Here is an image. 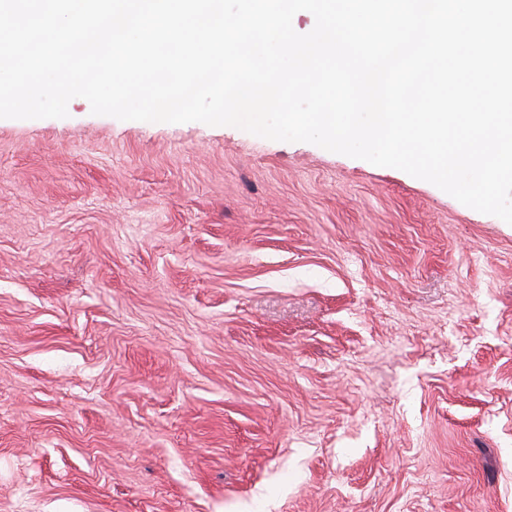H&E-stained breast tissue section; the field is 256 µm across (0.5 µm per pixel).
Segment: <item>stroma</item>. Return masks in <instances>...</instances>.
<instances>
[{
  "instance_id": "1",
  "label": "stroma",
  "mask_w": 512,
  "mask_h": 512,
  "mask_svg": "<svg viewBox=\"0 0 512 512\" xmlns=\"http://www.w3.org/2000/svg\"><path fill=\"white\" fill-rule=\"evenodd\" d=\"M0 512H512V225L231 126L0 119Z\"/></svg>"
}]
</instances>
